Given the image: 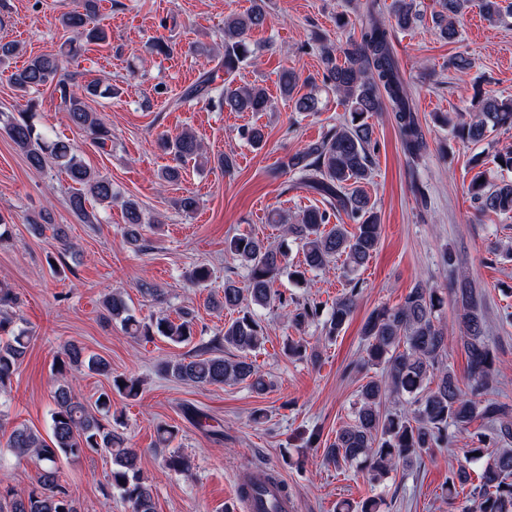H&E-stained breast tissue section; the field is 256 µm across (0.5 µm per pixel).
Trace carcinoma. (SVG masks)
I'll use <instances>...</instances> for the list:
<instances>
[{
	"label": "carcinoma",
	"mask_w": 512,
	"mask_h": 512,
	"mask_svg": "<svg viewBox=\"0 0 512 512\" xmlns=\"http://www.w3.org/2000/svg\"><path fill=\"white\" fill-rule=\"evenodd\" d=\"M471 0H435L431 14L434 27L442 39L456 42L460 37V20ZM483 17L491 24H502L512 18V0H480ZM99 0H78L75 8L62 15L63 27L70 31L66 52L43 54L31 58L25 66L7 76L19 91L28 93L47 84L54 85L60 106L70 122L87 132L101 151L112 145V130L102 117L88 110L86 99L110 97L112 85L97 80L82 85L71 82L63 59L82 55L87 44L104 42L107 32L98 18ZM394 26L400 30L420 21L415 0H394L391 5ZM267 20L265 0H253L246 13L224 20V75L211 72L179 100L183 104L194 99L208 105L214 103L231 112H271L275 100L266 88L256 84H236L242 63L254 55L247 42L248 32L264 26ZM323 64V80L342 99L348 118L330 128L320 139L288 156L283 167L296 176L297 182L319 194L323 207L309 208L299 216H284L274 209L268 222L278 227L282 236L292 239L302 252V263L288 268V250L257 236L239 234L224 241V250L246 270L245 280H224L222 300L212 307L230 310L236 317L224 324L218 340L237 351L233 357L224 351L199 349L192 355L160 362V371L174 379L195 386L243 384L257 394L268 391L272 383L250 359L266 341V327L258 315L260 309L288 310V297L275 288L278 277L288 276L298 284L310 272H324L343 259L349 276L369 263L381 237L380 216L375 202L365 190L372 174L370 145L374 126L370 119L386 112L392 114L398 129L404 155L413 163L428 153L429 144L417 115V105L407 91L405 80L395 60L390 31L369 7L361 20L360 38L344 44L328 37H318ZM222 79L218 97L212 96V85ZM281 97L292 103L296 112L317 113L318 99L301 92L300 76L293 69L282 72ZM475 111L456 118L438 115L436 123L450 129L463 143L477 144L498 130L512 128V100L501 99L491 92H476ZM3 131L36 170L57 168L75 185L70 195L71 209L84 219H91L86 203L94 200L112 205L116 199L112 182L88 167L69 141L36 129L26 113L7 115L0 120ZM240 136L255 147L265 142L264 128L252 125ZM160 146L173 154L175 164L161 172V179L174 183L180 179L183 166L205 158L201 141L184 131L159 139ZM467 193L481 213L504 217L512 215V181H496L484 171L478 172L467 186ZM125 214L124 241L137 251L146 249L142 236L145 217L140 206L128 199L122 201ZM347 218L355 224L350 231L344 224L331 220ZM211 269L199 265L187 274L196 286H207ZM358 282L349 279V289L336 298L322 323L325 336L332 339L343 330L356 307ZM459 311L458 324L441 323L440 312L446 297L442 291L420 282L409 289L402 303L394 307L375 308L366 318L361 336L365 342L363 356L356 362L362 370L378 369L361 386L349 423L336 431V437L325 449V460L336 467H357L379 480L398 467L446 448L455 434L468 430L476 420L487 423L483 431L470 434L468 447L456 470L448 476L444 495L452 504L459 496L458 488L471 478L470 464L482 458L486 463L477 475L478 484L460 512H512V419L509 409L490 397L489 388L496 373V359L485 335L484 321L476 291L466 279L451 289ZM17 296L6 283H0V394L8 392L12 378L29 349L32 336L14 327L10 309ZM104 316L117 320L124 331L135 339H152L159 333L174 344L193 341L192 314L182 311L178 320L161 318L145 321L131 312L120 291L109 293L104 301ZM320 316L318 305H294L289 318L295 328L314 322ZM463 347L468 355L473 382L460 388L446 358L451 343ZM283 354L293 360L317 359L307 352L301 341L288 338ZM57 386L52 400L51 434L44 439L28 426L14 427L8 439L10 447L37 461L40 490L18 494L5 488L0 493V512H80L75 499L60 483L61 459H76L88 453H107L112 461L107 485L117 490L131 512H156L153 488L141 475L140 455L127 444L122 433L112 427V398L87 405L76 393L73 378L84 369L112 378L113 389L121 396L134 399L142 391L134 377L112 376L110 362L88 354L76 342L63 346L54 361ZM167 469L186 473L190 458L178 449L165 456ZM271 486L283 498L288 487L275 472L261 478L247 476L239 487L240 495L255 500L254 492Z\"/></svg>",
	"instance_id": "1"
}]
</instances>
